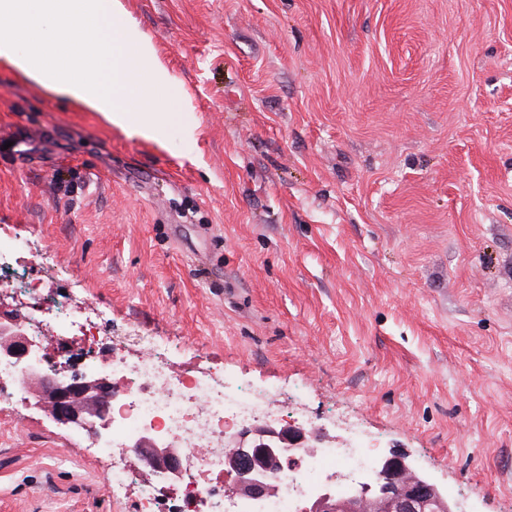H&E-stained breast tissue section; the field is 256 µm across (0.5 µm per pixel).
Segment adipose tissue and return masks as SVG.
Instances as JSON below:
<instances>
[{
    "label": "adipose tissue",
    "instance_id": "ef3b65f1",
    "mask_svg": "<svg viewBox=\"0 0 512 512\" xmlns=\"http://www.w3.org/2000/svg\"><path fill=\"white\" fill-rule=\"evenodd\" d=\"M0 65L135 136L182 123V94L122 0H0Z\"/></svg>",
    "mask_w": 512,
    "mask_h": 512
}]
</instances>
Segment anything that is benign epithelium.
Returning a JSON list of instances; mask_svg holds the SVG:
<instances>
[{
    "label": "benign epithelium",
    "mask_w": 512,
    "mask_h": 512,
    "mask_svg": "<svg viewBox=\"0 0 512 512\" xmlns=\"http://www.w3.org/2000/svg\"><path fill=\"white\" fill-rule=\"evenodd\" d=\"M31 347L23 322L0 311V357L21 360ZM23 388L34 395L33 407L58 424L95 435L109 427L104 409L112 401V381L105 373L71 377L60 371L52 375L35 372ZM311 438L322 440L296 425L280 429L257 425L243 430L235 452L224 462L228 489L252 500L270 497L275 492L271 475L292 463L291 451ZM132 448L143 467L165 475L173 484L182 477L180 449L148 433L136 439ZM376 476L375 484L362 482L340 494L336 491L338 476L334 475L310 493L297 512H460L448 501V492L403 457L381 461Z\"/></svg>",
    "instance_id": "benign-epithelium-1"
}]
</instances>
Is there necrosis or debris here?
Instances as JSON below:
<instances>
[{"label":"necrosis or debris","instance_id":"necrosis-or-debris-1","mask_svg":"<svg viewBox=\"0 0 512 512\" xmlns=\"http://www.w3.org/2000/svg\"><path fill=\"white\" fill-rule=\"evenodd\" d=\"M40 246L0 226V282L28 267ZM26 307L24 329L42 372L68 365L102 371L112 381L108 408L109 433L94 439L109 461V488L121 496L135 487L134 512H196L206 503L209 512H253L245 500L224 483L225 437L257 424L277 425L288 415L279 388L254 389L237 380L204 370L182 371L172 362L166 344L134 328L107 334L100 309L85 298L62 296L44 302L43 280L26 276L14 290ZM55 343L57 355L44 353ZM152 431L176 440L184 455L183 478L169 492L144 477L131 460L129 448L141 432ZM340 445L327 444L317 452L299 448L295 461L273 477L277 488L265 512H295L297 499L315 487L328 472L353 479L371 472L375 445L363 440L357 426Z\"/></svg>","mask_w":512,"mask_h":512}]
</instances>
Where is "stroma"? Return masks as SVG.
<instances>
[{"label":"stroma","instance_id":"1","mask_svg":"<svg viewBox=\"0 0 512 512\" xmlns=\"http://www.w3.org/2000/svg\"><path fill=\"white\" fill-rule=\"evenodd\" d=\"M191 138L0 67V225L173 361L301 389L463 512H512V0H123ZM77 428L0 410V512H132ZM43 131L26 134L24 137L18 135L0 136V144L5 145L6 142L11 141L13 145L4 152H7L12 158L20 164H24L27 155L30 154L34 144L42 136Z\"/></svg>","mask_w":512,"mask_h":512}]
</instances>
